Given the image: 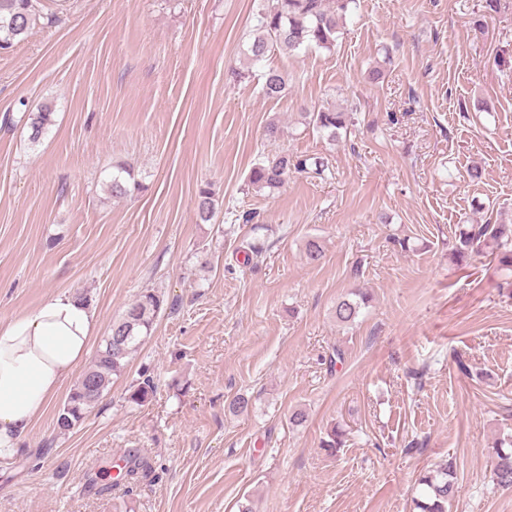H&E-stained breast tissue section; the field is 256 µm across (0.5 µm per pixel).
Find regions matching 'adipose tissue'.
<instances>
[{
    "instance_id": "adipose-tissue-1",
    "label": "adipose tissue",
    "mask_w": 512,
    "mask_h": 512,
    "mask_svg": "<svg viewBox=\"0 0 512 512\" xmlns=\"http://www.w3.org/2000/svg\"><path fill=\"white\" fill-rule=\"evenodd\" d=\"M96 326L90 304L68 294L0 322V455L15 451L61 383L88 351Z\"/></svg>"
}]
</instances>
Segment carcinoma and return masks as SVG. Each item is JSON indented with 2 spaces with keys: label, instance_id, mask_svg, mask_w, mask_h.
I'll list each match as a JSON object with an SVG mask.
<instances>
[{
  "label": "carcinoma",
  "instance_id": "obj_1",
  "mask_svg": "<svg viewBox=\"0 0 512 512\" xmlns=\"http://www.w3.org/2000/svg\"><path fill=\"white\" fill-rule=\"evenodd\" d=\"M356 4V0H262L255 19V35L242 51L252 64L260 63L277 52L326 49L335 46L345 15ZM40 19L32 0H0V49H7L21 40L35 27ZM262 93L268 99H279L287 91L285 74L274 68L263 75ZM53 109L49 104H38L28 112L29 141L36 143L53 123ZM307 125L336 141L341 131L352 122V113L324 108L317 112L304 113ZM308 167V159L276 151L255 164L248 176L249 183L257 191L280 187L289 173L301 172ZM112 197L122 198L140 189L133 180L131 168L117 166V173L107 184ZM218 200L210 186L198 189L195 196L196 215L206 224L216 213ZM491 250L499 264L512 268V227L507 224H468L459 231L454 250L456 261L462 262L473 254ZM365 294L358 292L356 298L344 297L336 303V322L351 325L366 304ZM167 304L164 294L150 290L141 293L126 307L121 318L114 321L110 333L96 350L90 366L81 374L80 380L66 398L68 409H60L56 417V428L66 434L78 425L111 390L112 380L121 376L129 359L140 344L154 331L160 312ZM156 387L153 378L142 375L133 386L127 402L141 406L154 396ZM345 430L332 426L327 438L320 446L333 453L344 446ZM152 470L148 459L136 451L128 453L122 480L135 479ZM493 481L501 488H512V436L500 441L495 448ZM455 470L447 462L439 468L421 475L417 479L412 498L413 512H449L455 496Z\"/></svg>",
  "mask_w": 512,
  "mask_h": 512
}]
</instances>
